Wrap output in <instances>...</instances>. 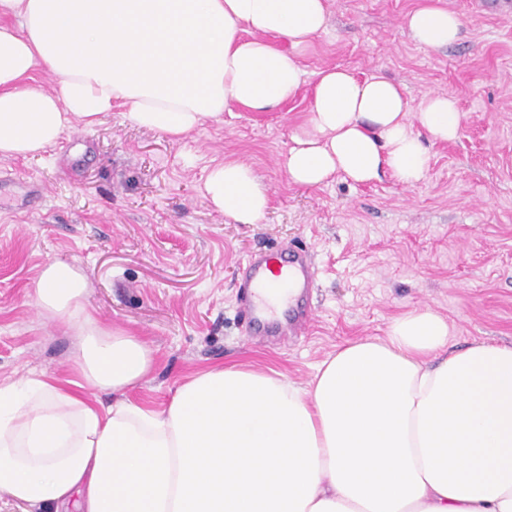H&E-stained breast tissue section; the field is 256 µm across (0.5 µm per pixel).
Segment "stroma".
I'll use <instances>...</instances> for the list:
<instances>
[{
  "instance_id": "stroma-1",
  "label": "stroma",
  "mask_w": 512,
  "mask_h": 512,
  "mask_svg": "<svg viewBox=\"0 0 512 512\" xmlns=\"http://www.w3.org/2000/svg\"><path fill=\"white\" fill-rule=\"evenodd\" d=\"M419 2L330 0L299 95L271 111L235 107L173 142L116 108L94 128L66 130L43 157H0V378L69 370L76 331L39 315L31 293L54 259L86 274L93 316L154 350L134 395L158 408L185 376L216 364L271 367L306 385L338 346L384 335L415 306L447 318L458 346L512 345V0H444L463 26L440 50L407 34ZM333 66L393 80L414 106L433 92L457 98L459 135L428 144L420 182L289 180L290 136L316 72ZM227 157L250 163L268 188L259 223L233 222L200 193ZM292 243L318 268L310 327L244 336L242 266Z\"/></svg>"
}]
</instances>
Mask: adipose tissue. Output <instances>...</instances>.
I'll list each match as a JSON object with an SVG mask.
<instances>
[{
  "label": "adipose tissue",
  "mask_w": 512,
  "mask_h": 512,
  "mask_svg": "<svg viewBox=\"0 0 512 512\" xmlns=\"http://www.w3.org/2000/svg\"><path fill=\"white\" fill-rule=\"evenodd\" d=\"M406 26L438 50L462 20L421 0ZM328 28V0H0V157L42 156L116 107L174 140L234 106L274 109ZM462 118L451 94L414 110L384 77L325 68L283 166L300 186L386 173L412 185L426 142L456 139ZM203 197L238 224L270 207L234 158L209 169ZM32 292L78 342L69 376L0 379V500L26 512H512V345L455 349L447 319L417 307L338 348L307 385L214 365L158 409L132 395L153 351L91 315L80 267L44 263Z\"/></svg>",
  "instance_id": "1"
}]
</instances>
